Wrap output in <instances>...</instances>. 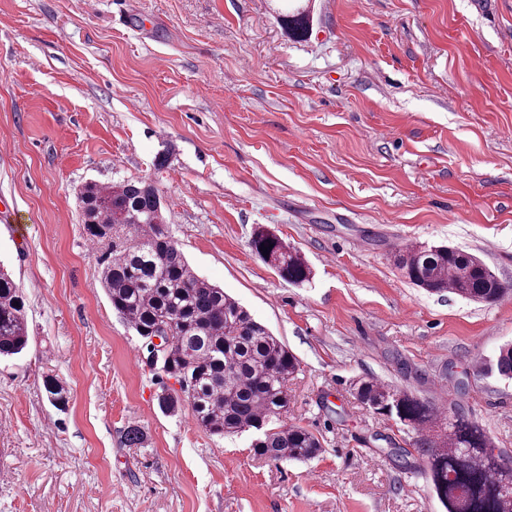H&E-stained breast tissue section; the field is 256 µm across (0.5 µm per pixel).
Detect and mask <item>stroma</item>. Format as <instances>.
<instances>
[{"mask_svg": "<svg viewBox=\"0 0 512 512\" xmlns=\"http://www.w3.org/2000/svg\"><path fill=\"white\" fill-rule=\"evenodd\" d=\"M283 7L0 0V263L29 328L0 360V512H442L421 458L390 454L413 432L355 398L365 377L462 408L512 454V382L483 368L512 293L430 294L394 264L448 245L512 285V0H312L301 40ZM140 179L196 272L298 359L286 422L314 459L160 409L174 382L113 310L78 200ZM261 227L309 281L252 250ZM269 244H273L272 249L268 248ZM263 245H266L267 250L264 251L269 252V256H264L260 251ZM251 247L288 282L302 284L309 280L311 271L302 255L268 229L261 227L256 230Z\"/></svg>", "mask_w": 512, "mask_h": 512, "instance_id": "obj_1", "label": "stroma"}]
</instances>
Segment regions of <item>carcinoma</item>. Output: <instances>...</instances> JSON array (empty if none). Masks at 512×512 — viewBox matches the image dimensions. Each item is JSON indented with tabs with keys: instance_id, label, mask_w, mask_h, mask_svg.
<instances>
[{
	"instance_id": "carcinoma-1",
	"label": "carcinoma",
	"mask_w": 512,
	"mask_h": 512,
	"mask_svg": "<svg viewBox=\"0 0 512 512\" xmlns=\"http://www.w3.org/2000/svg\"><path fill=\"white\" fill-rule=\"evenodd\" d=\"M293 37L302 39L310 17L297 7L281 17ZM81 223L90 241L107 245L101 283L112 304L138 336L146 340L167 328L172 339L161 371L185 383L163 392L159 406L190 405L197 424L222 437L249 430L252 448L269 460H307L320 450L318 439L288 426V380L299 367L296 357L224 289L199 276L166 229L158 189L147 181L103 188L89 182L79 192ZM272 245L265 260L293 284L309 280L302 255L266 228L256 230L251 247ZM402 276L429 293L448 290L486 304L512 289L478 257L441 246H406L395 255ZM29 334L21 289L0 268V358L21 354ZM487 372L512 379V345L500 348ZM44 390L56 406L68 391L51 375ZM357 399L389 411L416 432L414 451L425 459V474L444 512H512V458L495 451L487 432L460 410L445 413L433 402L391 389L374 379L354 385Z\"/></svg>"
}]
</instances>
